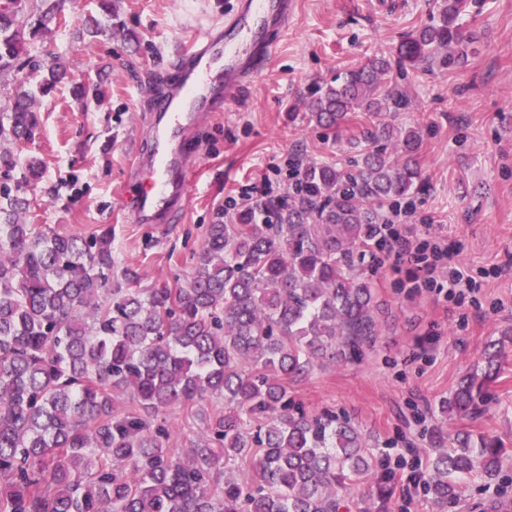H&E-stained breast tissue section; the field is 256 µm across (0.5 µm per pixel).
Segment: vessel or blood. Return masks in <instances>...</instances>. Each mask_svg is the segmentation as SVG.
<instances>
[{
  "label": "vessel or blood",
  "mask_w": 512,
  "mask_h": 512,
  "mask_svg": "<svg viewBox=\"0 0 512 512\" xmlns=\"http://www.w3.org/2000/svg\"><path fill=\"white\" fill-rule=\"evenodd\" d=\"M295 7L296 0H238L223 28L208 29L184 46L174 74L151 92L142 148L147 166L135 168L138 186L128 200L134 223L164 224L182 210L195 172V127L262 73Z\"/></svg>",
  "instance_id": "vessel-or-blood-1"
}]
</instances>
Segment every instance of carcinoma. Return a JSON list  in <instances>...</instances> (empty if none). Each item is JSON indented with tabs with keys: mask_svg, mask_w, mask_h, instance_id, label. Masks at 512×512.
<instances>
[{
	"mask_svg": "<svg viewBox=\"0 0 512 512\" xmlns=\"http://www.w3.org/2000/svg\"><path fill=\"white\" fill-rule=\"evenodd\" d=\"M62 3L0 0V77L25 67L33 77L0 112V512H351L339 491L360 484L386 503L390 477L371 435L346 417L307 414L287 383L375 343L377 295L353 254L421 186L419 131L376 126L353 142L351 169L308 164L282 200L207 225L185 284L143 289L126 268L113 288L111 231L85 238L25 220L23 188L42 169L15 149L39 133L37 96L67 74L63 64L39 74L30 47ZM469 8L442 0L399 44V62L467 55ZM97 9L82 27L93 38L112 29V0ZM391 69L376 56L318 87L308 121L336 131L350 112L405 105ZM506 357L503 345L487 348L481 373L462 378L441 413L483 415ZM118 392L135 402L122 416L112 414ZM206 396L224 400V414L196 411L200 430L181 457L151 419ZM507 455L495 437L459 433L425 491L446 505L461 477L492 480ZM238 457L252 460V480L224 476Z\"/></svg>",
	"mask_w": 512,
	"mask_h": 512,
	"instance_id": "1",
	"label": "carcinoma"
}]
</instances>
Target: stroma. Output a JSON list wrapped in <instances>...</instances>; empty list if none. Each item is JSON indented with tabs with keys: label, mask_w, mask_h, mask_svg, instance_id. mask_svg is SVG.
Wrapping results in <instances>:
<instances>
[{
	"label": "stroma",
	"mask_w": 512,
	"mask_h": 512,
	"mask_svg": "<svg viewBox=\"0 0 512 512\" xmlns=\"http://www.w3.org/2000/svg\"><path fill=\"white\" fill-rule=\"evenodd\" d=\"M440 0H297L287 37L262 78L245 85L224 111L195 132V186L171 224H135L126 194L136 149L147 132L144 89L169 75L179 49L199 31L222 26L237 0H113L112 33L77 40L94 0H66L32 54L41 72L65 64L68 80L41 98L40 134L26 153L44 178L27 190L31 224L85 237L112 230L114 273L131 267L141 285L177 287L192 273L206 227L232 224L227 205L243 185L268 179L288 193V165L345 167L352 140L380 123L414 127L423 184L410 201L407 223L442 231L476 282L473 298L444 302L408 295L409 264L366 254L363 271L378 297L380 335L362 360L316 367L290 385L307 413L345 415L379 441L394 493L387 512H491L512 499V481L461 480L458 497L437 505L409 481L425 474L455 434L497 437L512 452V346L490 387L482 417H443L440 400L482 362L492 340L512 331V0H474L463 18L476 52L457 63L395 64L391 79L409 104L374 115L349 113L341 135L307 119L310 91L372 56L393 59L399 43L430 23ZM101 86L100 98L77 99L74 84ZM502 276H494V268Z\"/></svg>",
	"instance_id": "35a3bbf8"
}]
</instances>
